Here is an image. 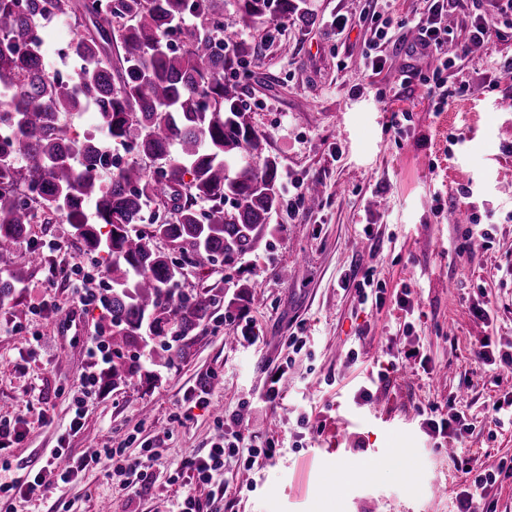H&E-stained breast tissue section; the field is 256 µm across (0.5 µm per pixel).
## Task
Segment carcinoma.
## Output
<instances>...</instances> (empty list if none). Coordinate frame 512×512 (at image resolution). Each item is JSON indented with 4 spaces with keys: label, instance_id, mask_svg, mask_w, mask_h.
I'll use <instances>...</instances> for the list:
<instances>
[{
    "label": "carcinoma",
    "instance_id": "1",
    "mask_svg": "<svg viewBox=\"0 0 512 512\" xmlns=\"http://www.w3.org/2000/svg\"><path fill=\"white\" fill-rule=\"evenodd\" d=\"M236 2L245 25L299 10L295 0ZM46 17L75 31L72 82L44 65L35 32ZM257 55L227 32L224 0H0V258L27 254L0 277V308L41 260L30 225L70 224L110 272L107 386L185 358L221 298L185 293L183 281L252 252L282 205L279 163L228 77ZM89 109L100 134L71 137L61 117Z\"/></svg>",
    "mask_w": 512,
    "mask_h": 512
}]
</instances>
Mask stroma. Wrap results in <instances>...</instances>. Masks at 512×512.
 I'll return each mask as SVG.
<instances>
[{
  "label": "stroma",
  "mask_w": 512,
  "mask_h": 512,
  "mask_svg": "<svg viewBox=\"0 0 512 512\" xmlns=\"http://www.w3.org/2000/svg\"><path fill=\"white\" fill-rule=\"evenodd\" d=\"M366 0H303L304 19L271 18L241 26V36L259 49L243 80V100L277 158L281 174L320 184L319 209H280L254 252L234 267L192 271L184 291L209 289L224 295L211 322L189 342L188 355L154 380L135 379L124 390L98 386L80 395L91 370L89 350L104 334L100 309L79 303L81 281L60 275L88 263L69 224H36L35 241L49 243L44 266L30 281L52 303L34 317L28 289H17L0 309V419L20 420L24 438L0 451L7 478L42 464L45 451L65 445L72 454L126 445L137 457L143 442L160 446L151 480L128 497L111 462L82 471L64 489L41 490L22 512H170L179 495L170 472L190 454L209 448L217 434L215 412L239 415L261 438L278 441L269 459L253 467L228 462L220 512H450L464 475L454 463L477 452L483 469L496 470L512 457V428H500L488 411L512 393V373L479 369L471 355L484 336L512 335V78L496 91L482 86L494 62L512 58V22L499 0H460L453 14L457 40L465 42L471 18L484 19L492 38L479 52L460 57L443 74L455 95L444 110L429 84L402 83L409 68L427 70L412 51L411 35L384 47L385 63L363 70L359 59L372 37L359 15ZM343 15L348 26L334 35L325 22ZM469 84L470 92L457 88ZM410 116L405 132L388 129L391 113ZM464 143H456L458 134ZM462 213L494 227L489 249L456 254ZM371 239H361L364 225ZM374 269L387 296L410 288L418 302L413 328L403 333L388 311L361 305L346 273ZM490 299L497 315L488 326L473 313ZM256 340L242 337L244 320ZM29 323V334L15 323ZM304 324L307 347L293 354L288 329ZM419 347L432 373L403 369L378 379L388 343ZM357 361H350L349 350ZM278 408L259 404L279 365ZM370 384V401L353 397ZM206 391L209 407L191 405L190 393ZM455 400L476 428L454 448H434L418 416L422 407L445 409ZM83 426L71 432L74 412ZM306 426H298L300 414ZM353 422L350 437L336 434L337 416ZM405 450L406 474L388 464L333 490L339 467Z\"/></svg>",
  "instance_id": "stroma-1"
}]
</instances>
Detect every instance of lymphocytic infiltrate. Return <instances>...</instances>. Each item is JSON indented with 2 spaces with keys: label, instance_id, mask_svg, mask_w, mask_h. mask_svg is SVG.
<instances>
[{
  "label": "lymphocytic infiltrate",
  "instance_id": "f902f5d3",
  "mask_svg": "<svg viewBox=\"0 0 512 512\" xmlns=\"http://www.w3.org/2000/svg\"><path fill=\"white\" fill-rule=\"evenodd\" d=\"M457 0H430L427 11L416 12L408 16L406 24L415 29V53L430 59L433 63L431 79L438 95V107L448 104L449 92L443 74L452 63L448 54V46L455 41V31L447 22ZM342 287L355 289L361 302L371 303L375 309L392 305L393 309L412 316L415 305L410 289H402L394 299H387L381 282L375 278L374 269L363 273H350L341 280ZM421 427L425 434L434 441L443 444L461 442L466 435L472 433L474 424L456 409L442 413L437 408L421 410ZM215 424L220 434L210 448L202 454L186 457L177 465L170 475L171 482L180 484L182 494L175 503V512H203L195 496V487L199 484L222 485L224 467L228 459L248 455L256 457L273 456L276 452L274 442H267L265 448L255 446L254 434L243 426L237 418H216ZM157 447L144 448L136 458L126 457L119 448H100L91 453L75 457L67 448L50 449L44 464L31 469L25 479L0 481V501L8 503L29 501L32 495L41 488L54 487L70 483V481L89 466L100 464L107 459L112 463V471L118 476L128 495H138L142 489V479L146 469L159 455ZM465 473L471 474L470 486L461 488L454 500V512H476L474 498L476 491H487L496 481L500 472L512 473V458L501 460L497 472L481 471L477 468L476 458H468Z\"/></svg>",
  "mask_w": 512,
  "mask_h": 512
}]
</instances>
